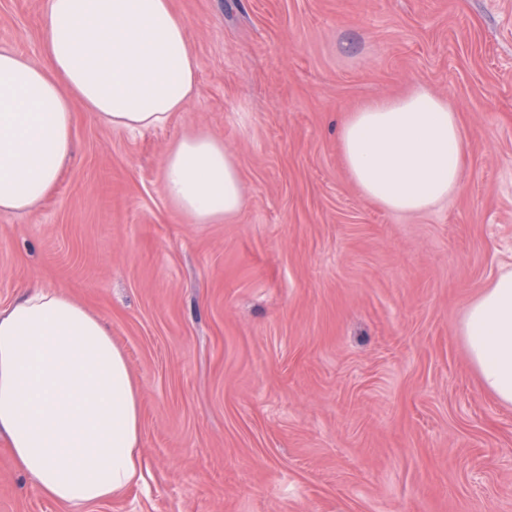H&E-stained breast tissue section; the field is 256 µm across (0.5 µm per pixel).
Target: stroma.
<instances>
[{
    "label": "stroma",
    "mask_w": 512,
    "mask_h": 512,
    "mask_svg": "<svg viewBox=\"0 0 512 512\" xmlns=\"http://www.w3.org/2000/svg\"><path fill=\"white\" fill-rule=\"evenodd\" d=\"M198 92L161 128L76 112L35 212L0 214V306L57 288L98 313L142 404L145 483L87 512H512V406L458 334L512 267V0H172ZM46 0H0L38 62ZM421 85L460 113V190L416 215L364 198L338 131ZM204 131L245 206L194 224L164 194ZM0 512H67L0 440Z\"/></svg>",
    "instance_id": "obj_1"
}]
</instances>
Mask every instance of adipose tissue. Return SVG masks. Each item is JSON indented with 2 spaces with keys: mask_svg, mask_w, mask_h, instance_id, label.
Masks as SVG:
<instances>
[{
  "mask_svg": "<svg viewBox=\"0 0 512 512\" xmlns=\"http://www.w3.org/2000/svg\"><path fill=\"white\" fill-rule=\"evenodd\" d=\"M40 37L39 63L0 47V213H31L53 191L76 109L141 132L197 95L198 60L171 0H48ZM339 149L363 196L402 213L457 192L467 158L458 112L423 86L351 112ZM161 180L196 224L245 203L234 156L204 132L174 145ZM459 333L483 389L512 405V268L471 302ZM1 436L19 471L69 512L143 479L139 385L102 319L64 291L33 288L0 306Z\"/></svg>",
  "mask_w": 512,
  "mask_h": 512,
  "instance_id": "1",
  "label": "adipose tissue"
}]
</instances>
